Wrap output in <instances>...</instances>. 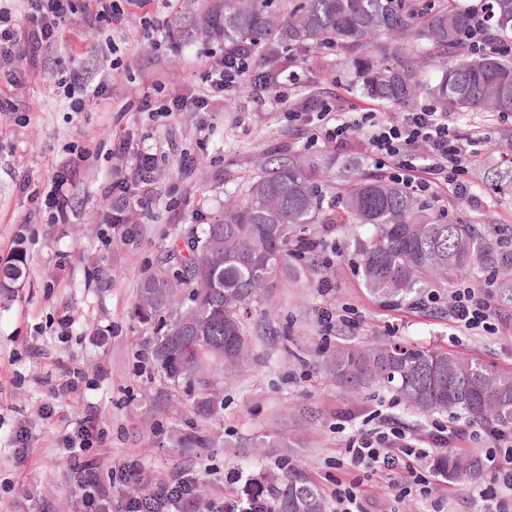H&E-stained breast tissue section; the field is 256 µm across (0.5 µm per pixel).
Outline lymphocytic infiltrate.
<instances>
[{
  "instance_id": "f902f5d3",
  "label": "lymphocytic infiltrate",
  "mask_w": 512,
  "mask_h": 512,
  "mask_svg": "<svg viewBox=\"0 0 512 512\" xmlns=\"http://www.w3.org/2000/svg\"><path fill=\"white\" fill-rule=\"evenodd\" d=\"M23 8L0 5V112L14 111L8 97L9 88L24 78L27 68L44 62L47 54L61 39L60 25L80 18L91 30L101 26H123L128 16L144 13L152 0H21ZM146 29L159 40L177 42L183 33L169 24L152 18L143 20ZM55 85L62 90L73 112L85 111L92 102H105L112 76L93 72L78 59L53 72ZM248 79L256 96L273 87L295 83L297 71L272 72L255 67L249 59L227 63L223 49L210 52L201 83L190 95H167L159 101L143 98L146 112H202L212 98L235 88ZM308 108L317 120L319 138L338 146L362 138L366 152L390 181L404 186L415 195L429 194L446 187L457 198L480 206L482 199L472 193L469 174L472 162L470 146L481 140L478 130L460 132L448 113L423 105L396 117L383 112H364L353 119H342L331 106L314 100ZM112 150L132 156L130 172L109 182L106 190L112 207L122 219L152 201V173L158 155L152 149L133 144L122 137ZM493 281L481 284L458 280L448 296L429 291L421 299V308L434 311L447 308L450 326L461 334L483 331L496 334L502 322L496 311ZM477 445L482 452L487 477L474 482L470 498L480 512H512V428L483 427L470 430L437 421L421 433L406 428L390 413L380 415L370 427H358L345 441L341 455L346 464L379 475L394 493L395 500L420 497L431 500L433 512H444L445 502L437 497V481L426 461L435 450L452 445ZM194 471H184L176 480L158 486L145 497H131L122 512H198Z\"/></svg>"
}]
</instances>
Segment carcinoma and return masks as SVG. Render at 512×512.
<instances>
[{"instance_id": "obj_1", "label": "carcinoma", "mask_w": 512, "mask_h": 512, "mask_svg": "<svg viewBox=\"0 0 512 512\" xmlns=\"http://www.w3.org/2000/svg\"><path fill=\"white\" fill-rule=\"evenodd\" d=\"M494 35H512V0H486ZM271 0H214L204 15L205 34L224 42L227 55L253 56L265 48L272 62L288 50L299 56L328 44L362 75V90L380 102L404 106L418 96L438 112L484 109L512 114V58L475 56L461 44L471 12L449 0H289L286 16ZM438 66L435 83L423 79ZM335 208L321 202L316 166L297 155L267 162L238 202L207 224L176 233L172 246L142 279L136 311L154 325L155 367L164 377L198 391L196 408L208 418L222 402L215 378L240 370L252 355L245 327L260 285L283 272L293 229L303 224H368L373 232L356 242L363 285L370 295L398 306L436 287V277L457 273L474 281L512 267L487 225L453 224L433 217L398 184L352 170L336 174ZM24 262L0 268V288L23 276ZM347 392L380 386L422 415L449 413L488 426L512 427V372L446 349L401 343L343 347L323 363ZM201 433L178 439L180 448H207ZM436 471L451 479L475 478L476 459L453 452L436 457ZM251 494L271 512H327L311 477L290 467L261 472Z\"/></svg>"}]
</instances>
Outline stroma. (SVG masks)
I'll return each instance as SVG.
<instances>
[{
  "mask_svg": "<svg viewBox=\"0 0 512 512\" xmlns=\"http://www.w3.org/2000/svg\"><path fill=\"white\" fill-rule=\"evenodd\" d=\"M208 0H185L174 26L188 31L182 43L147 39L138 17L119 28L93 33L80 20L62 28L73 52L90 57L91 47L111 45L119 62L112 77V97L126 103L120 114L88 107L72 112L46 69L36 70L12 90L16 111L0 112V264L22 253L27 274L20 287L0 288V512H86L78 475L63 448L66 414L79 419L96 414L100 446L90 450L104 467L99 482L111 487L107 463L136 466L150 493L157 480L171 479L196 466L204 499L217 502L244 496L248 480L278 458L262 449L274 435L299 436L298 447L282 458L305 468L315 482L336 470L345 440L355 426L388 409L389 392L371 389L360 397L341 395L319 365L350 343L399 342L443 348L512 370V327L496 334L482 331L452 336L447 317L405 305L384 306L364 288L354 240L370 229L351 224L326 231L320 225L296 228L299 237L336 245L333 260L290 256L302 270L301 281H274L261 292L247 327L261 342L249 368L223 382L224 405L210 419L196 416L189 387L161 378L149 359L154 328L140 323L136 296L143 273L169 247L176 229L213 217L259 171L263 153L301 154L320 171L336 174L350 165L376 173L358 142L336 147L316 140L314 127L300 111L312 96L357 116L379 111L376 101L355 92V74L339 63L338 49L311 48L298 67L300 81L284 85L281 98L235 88L204 112L168 117L137 111L144 92L162 85L186 91L200 80L201 66L213 45L196 22ZM454 122L480 127L485 136L472 162L481 208L436 189L426 204L443 221L493 224L512 229V161L502 145L512 125L494 112H460ZM210 130L205 162L190 172L179 170L180 155L197 149L200 127ZM131 135L144 146L165 145L155 169L157 197L139 210L123 234L101 238L106 226L103 187L124 172L125 157L112 155L114 137ZM72 147L89 149L68 189L77 199L66 223L52 224L41 206ZM341 318L326 331L323 310ZM72 333L60 335L62 318ZM96 371L90 385L66 398L53 389L65 368ZM56 415L44 419V406ZM27 429L25 451L15 434ZM201 430L214 437L210 448H180L178 436ZM125 485V492H133Z\"/></svg>",
  "mask_w": 512,
  "mask_h": 512,
  "instance_id": "35a3bbf8",
  "label": "stroma"
}]
</instances>
